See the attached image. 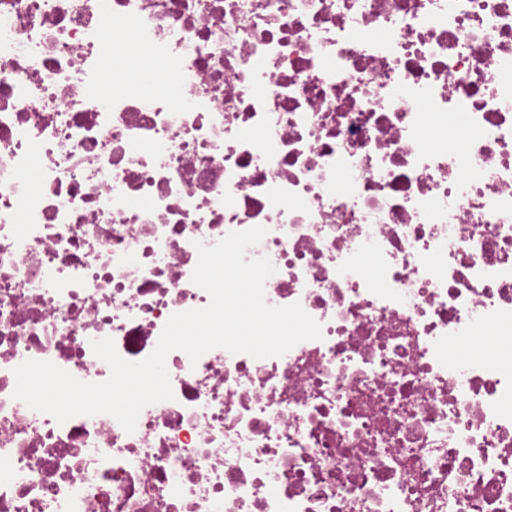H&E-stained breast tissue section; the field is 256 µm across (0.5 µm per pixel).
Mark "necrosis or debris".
Returning <instances> with one entry per match:
<instances>
[{"instance_id":"4bbe7bcc","label":"necrosis or debris","mask_w":512,"mask_h":512,"mask_svg":"<svg viewBox=\"0 0 512 512\" xmlns=\"http://www.w3.org/2000/svg\"><path fill=\"white\" fill-rule=\"evenodd\" d=\"M254 226L322 339L172 351L131 434L13 399ZM0 512H512V0H0Z\"/></svg>"}]
</instances>
